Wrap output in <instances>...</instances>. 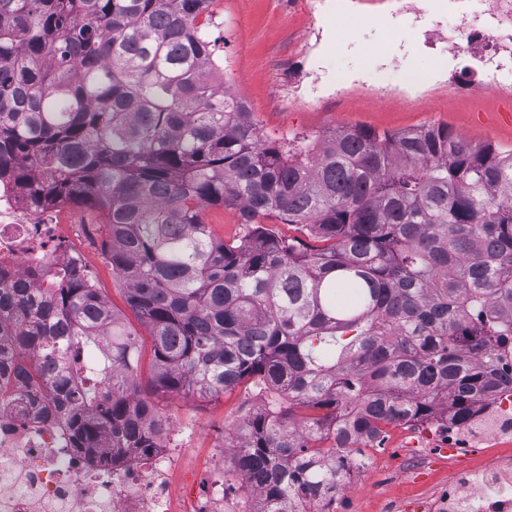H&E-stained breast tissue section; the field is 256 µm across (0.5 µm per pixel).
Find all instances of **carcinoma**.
Returning <instances> with one entry per match:
<instances>
[{"label":"carcinoma","mask_w":512,"mask_h":512,"mask_svg":"<svg viewBox=\"0 0 512 512\" xmlns=\"http://www.w3.org/2000/svg\"><path fill=\"white\" fill-rule=\"evenodd\" d=\"M211 4L0 0V189L101 214L154 389L264 395L233 428L224 496L295 512L348 487L350 451L384 426L464 427L512 385V151L446 127L270 137L224 91ZM212 206L248 231L216 238ZM3 300L0 393L42 400L68 448L155 447L137 334L87 273Z\"/></svg>","instance_id":"1"}]
</instances>
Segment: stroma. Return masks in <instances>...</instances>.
Returning <instances> with one entry per match:
<instances>
[{"label":"stroma","instance_id":"obj_1","mask_svg":"<svg viewBox=\"0 0 512 512\" xmlns=\"http://www.w3.org/2000/svg\"><path fill=\"white\" fill-rule=\"evenodd\" d=\"M424 7L418 19L375 0H327L314 16L307 0H214L211 33L224 39V86L274 138L359 127L378 132L445 127L473 143L512 150V97L481 87L466 51L439 53L427 36V29L452 18L448 0H425ZM415 71L433 77L427 96L411 90L385 99L372 96L375 76L399 83ZM53 216L77 225L74 243L98 288L141 339L139 383L178 432L175 482L197 481L212 449L260 399L245 386L215 399L153 392L147 368L151 338L126 305L104 255L99 213L67 205ZM491 421L485 415L469 426L477 441L472 448L448 447L430 421L387 429L376 464L345 490L341 512H432L449 479L512 450L504 441L482 445Z\"/></svg>","mask_w":512,"mask_h":512}]
</instances>
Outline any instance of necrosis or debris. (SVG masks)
Wrapping results in <instances>:
<instances>
[{
  "instance_id": "1",
  "label": "necrosis or debris",
  "mask_w": 512,
  "mask_h": 512,
  "mask_svg": "<svg viewBox=\"0 0 512 512\" xmlns=\"http://www.w3.org/2000/svg\"><path fill=\"white\" fill-rule=\"evenodd\" d=\"M456 24L443 42L455 49L458 34L484 87L512 95V0H456ZM72 226L32 217L17 193L0 194V286L43 288L30 271L53 254L57 264L78 265ZM62 424L40 402L0 398V512H256L255 490L224 497V451L214 449L209 478L176 491L179 451L170 431L155 448H62ZM462 512H512V457L492 461L448 483Z\"/></svg>"
}]
</instances>
